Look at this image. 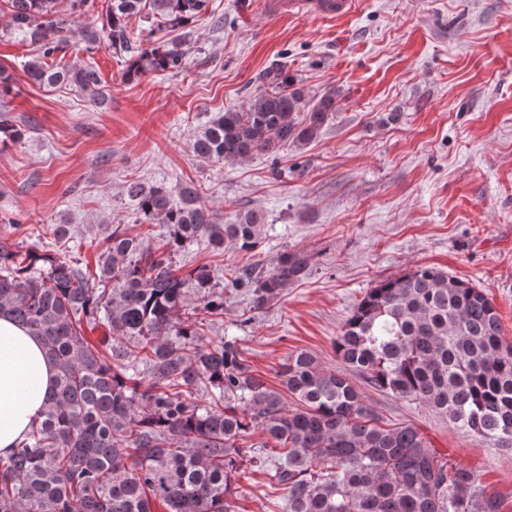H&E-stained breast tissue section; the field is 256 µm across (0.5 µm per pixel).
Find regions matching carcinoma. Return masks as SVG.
<instances>
[{
    "instance_id": "cac0c4a2",
    "label": "carcinoma",
    "mask_w": 512,
    "mask_h": 512,
    "mask_svg": "<svg viewBox=\"0 0 512 512\" xmlns=\"http://www.w3.org/2000/svg\"><path fill=\"white\" fill-rule=\"evenodd\" d=\"M70 3L61 17L55 0H9L0 29L36 47L26 65L34 82L72 87L96 106L107 99L98 69L58 60L71 39L129 55L128 81L179 72L182 42L139 47L129 19L145 11L188 30L209 0H110L99 25L79 23L89 0ZM337 97L329 89L306 99L276 65L192 151L218 163L255 152L277 160L316 138ZM1 134L24 138L2 105ZM126 194L144 221L166 225L163 248L115 227L90 270L0 242V315L38 339L56 369L40 420L0 458V512H235L236 477L249 469L284 491L282 512H501L476 473L437 452L416 424L383 420L351 378L511 450L512 342L483 289L430 266L380 282L334 341L348 371L292 353L279 366L285 396L254 373L237 337L207 335L224 317V281L207 265L181 274L175 262L201 240L256 251L265 216L240 210L223 222L188 184L133 180ZM308 270L305 252L286 250L266 270L239 269L230 286L262 310Z\"/></svg>"
}]
</instances>
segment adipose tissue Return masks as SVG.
Returning a JSON list of instances; mask_svg holds the SVG:
<instances>
[{"label":"adipose tissue","instance_id":"adipose-tissue-1","mask_svg":"<svg viewBox=\"0 0 512 512\" xmlns=\"http://www.w3.org/2000/svg\"><path fill=\"white\" fill-rule=\"evenodd\" d=\"M54 376L38 340L0 316V457L9 455L30 431Z\"/></svg>","mask_w":512,"mask_h":512}]
</instances>
